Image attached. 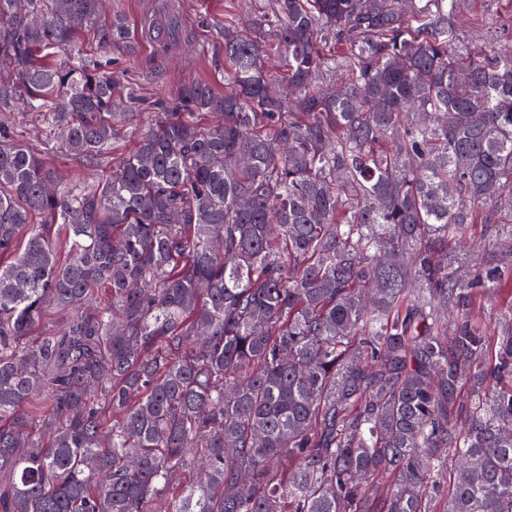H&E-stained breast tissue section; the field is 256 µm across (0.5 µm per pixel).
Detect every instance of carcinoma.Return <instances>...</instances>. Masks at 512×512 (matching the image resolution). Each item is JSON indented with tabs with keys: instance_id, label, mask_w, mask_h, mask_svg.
Here are the masks:
<instances>
[{
	"instance_id": "carcinoma-1",
	"label": "carcinoma",
	"mask_w": 512,
	"mask_h": 512,
	"mask_svg": "<svg viewBox=\"0 0 512 512\" xmlns=\"http://www.w3.org/2000/svg\"><path fill=\"white\" fill-rule=\"evenodd\" d=\"M270 2L114 162L124 18L0 0V114L52 136L0 126V512H512V249H456L512 243V50L462 0ZM12 139L15 142H20L31 146L33 148H37L42 139L46 136L49 137V132L46 130L39 131L35 129L29 122H26L23 119L16 120L12 126Z\"/></svg>"
}]
</instances>
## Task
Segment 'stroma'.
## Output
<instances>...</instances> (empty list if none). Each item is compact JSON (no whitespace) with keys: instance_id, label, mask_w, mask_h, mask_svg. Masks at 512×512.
Listing matches in <instances>:
<instances>
[{"instance_id":"1","label":"stroma","mask_w":512,"mask_h":512,"mask_svg":"<svg viewBox=\"0 0 512 512\" xmlns=\"http://www.w3.org/2000/svg\"><path fill=\"white\" fill-rule=\"evenodd\" d=\"M226 0H112L113 12L122 14L136 45L135 54L120 48L111 56L115 67L123 71L124 83L133 87L146 103L174 100L182 85L204 82L223 89L224 41L219 28L224 22ZM464 10L482 11L489 19L483 29L462 28L460 36L468 46L488 42L498 28L512 31V6L507 0H465ZM173 13L190 33L189 41L163 54L147 43L141 28L145 19Z\"/></svg>"}]
</instances>
